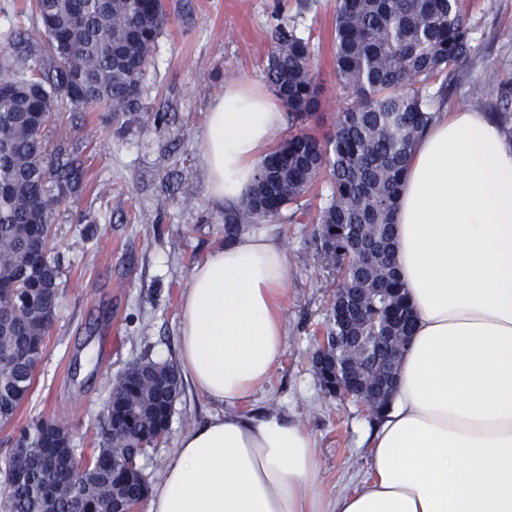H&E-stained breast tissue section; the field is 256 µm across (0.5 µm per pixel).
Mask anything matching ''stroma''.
<instances>
[{
    "instance_id": "stroma-1",
    "label": "stroma",
    "mask_w": 512,
    "mask_h": 512,
    "mask_svg": "<svg viewBox=\"0 0 512 512\" xmlns=\"http://www.w3.org/2000/svg\"><path fill=\"white\" fill-rule=\"evenodd\" d=\"M475 52L448 76L440 107L493 112L512 86V0H463ZM169 23L147 66L138 112L63 109L47 129L49 146L67 139L84 170V191L54 213L61 266L57 320L28 398L13 422L0 424V457L16 428L42 420L64 427L87 462L102 442V414L112 382L147 357L177 361L180 305L195 264L224 244L229 206L210 198L201 137L225 85L264 80L277 25L297 26L314 54L322 106L309 129L332 133L350 99L336 83L335 0H166ZM493 72L480 97L470 89ZM288 254L283 316L286 349L269 383L246 411H276L313 433L317 481L330 497L366 475L358 441L370 417L351 398L327 396L311 357L336 283L313 238L312 224L280 220ZM192 385L176 402L164 441L141 458L148 484L162 477L192 423L218 412Z\"/></svg>"
}]
</instances>
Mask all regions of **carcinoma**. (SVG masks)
Masks as SVG:
<instances>
[{
  "label": "carcinoma",
  "mask_w": 512,
  "mask_h": 512,
  "mask_svg": "<svg viewBox=\"0 0 512 512\" xmlns=\"http://www.w3.org/2000/svg\"><path fill=\"white\" fill-rule=\"evenodd\" d=\"M38 42L0 62V423L27 399L56 317L59 265L51 215L80 192L82 170L45 131L67 103L104 104L114 118L135 112L145 68L166 28L162 0H35ZM336 81L351 103L336 131L299 129L262 161L255 184L224 214V239L288 213L300 223L305 197L321 176L326 193L314 238L337 287L326 340L312 367L324 392L341 397L345 365L382 410L390 401L401 350L415 318L394 263V212L417 139L435 119L433 83L475 50L462 0H336ZM266 77L292 121L321 107L309 43L278 27ZM183 394L177 365L142 358L112 383L105 441L86 471L75 449L60 456L67 432L49 422L18 431L0 461L5 512H114L145 498L139 460L169 429Z\"/></svg>",
  "instance_id": "cac0c4a2"
}]
</instances>
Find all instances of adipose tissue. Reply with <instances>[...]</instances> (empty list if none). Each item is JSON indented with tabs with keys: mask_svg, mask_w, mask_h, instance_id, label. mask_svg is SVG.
Listing matches in <instances>:
<instances>
[{
	"mask_svg": "<svg viewBox=\"0 0 512 512\" xmlns=\"http://www.w3.org/2000/svg\"><path fill=\"white\" fill-rule=\"evenodd\" d=\"M284 124L264 83L225 86L202 134L212 199L241 202ZM394 231L416 328L365 438L366 478L327 498L314 435L240 409L286 348L288 255L269 227L191 271L179 362L223 410L182 433L145 512H512V142L495 118L437 113L403 177Z\"/></svg>",
	"mask_w": 512,
	"mask_h": 512,
	"instance_id": "1",
	"label": "adipose tissue"
}]
</instances>
